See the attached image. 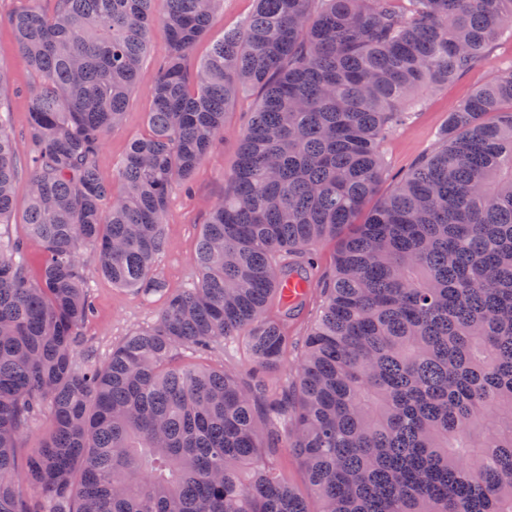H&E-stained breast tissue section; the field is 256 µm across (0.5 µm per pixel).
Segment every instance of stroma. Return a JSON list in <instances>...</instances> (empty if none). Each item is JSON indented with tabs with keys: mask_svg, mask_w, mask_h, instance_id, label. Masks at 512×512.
<instances>
[{
	"mask_svg": "<svg viewBox=\"0 0 512 512\" xmlns=\"http://www.w3.org/2000/svg\"><path fill=\"white\" fill-rule=\"evenodd\" d=\"M24 5L25 0H0V72L7 76L6 88L0 93V108L8 114L17 166L13 211L9 223L0 226V234L23 240L28 252L29 270L35 276L39 273L41 249L28 239L25 221L30 173L28 96L36 77L18 47L10 23L12 15ZM253 7V0H223L212 23L211 36L198 43L193 62L203 60L213 38L221 36L226 29L240 27ZM167 54L165 30L162 25H155L150 50L142 63L123 125L106 136L98 153L97 166L103 181H111L129 143L147 133L146 115L152 108L151 88ZM510 65L512 32L507 30L489 47L485 59L472 70L448 85L425 89L410 110L406 123L381 144L387 175L375 196L368 200V207H375L380 198L391 191L397 177L441 147V135L450 112L475 89L494 80L502 68ZM256 101L257 94L252 89L245 88L239 92L224 116L222 135L191 176L190 191L178 189L171 196L166 216L168 247L153 268L154 276L164 283V290L146 296L134 289L115 287L100 276L92 252H84L83 274L91 287L95 310L80 328V353L93 354L97 362H105L113 347L127 336L150 329L157 323L169 291L197 282L199 271L194 264V256L202 226L215 204L224 197V181L235 165L239 140ZM335 259V241L325 240L316 246L311 294L303 315L288 324L291 342L282 367L266 376L270 385H294L295 367L304 354L308 330L320 312L322 283L333 273ZM175 360L192 368L225 369L245 387L254 383L247 340L242 336L225 339L208 350L191 346L181 348Z\"/></svg>",
	"mask_w": 512,
	"mask_h": 512,
	"instance_id": "obj_1",
	"label": "stroma"
}]
</instances>
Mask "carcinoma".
Here are the masks:
<instances>
[{
	"label": "carcinoma",
	"mask_w": 512,
	"mask_h": 512,
	"mask_svg": "<svg viewBox=\"0 0 512 512\" xmlns=\"http://www.w3.org/2000/svg\"><path fill=\"white\" fill-rule=\"evenodd\" d=\"M16 13L38 82L26 215L42 251L0 239V512H310L270 466L288 448L317 512H512V66L448 118L439 150L397 179L383 140L425 88L469 71L512 0H255L240 28L191 65L223 0H40ZM169 54L148 132L115 179L96 155L123 122L156 23ZM259 96L204 224L199 279L159 320L79 356L91 309L83 249L123 288L152 294L170 195L224 131L237 93ZM13 141L0 119V224L14 203ZM341 237L298 384L266 374L288 350L269 314L284 258ZM247 337V389L224 370L175 363L183 346ZM288 434L263 437L257 394ZM48 405L24 459L16 441ZM51 413L47 407L41 409L30 432L19 441L18 454L22 459L32 448L38 447L51 427Z\"/></svg>",
	"instance_id": "cac0c4a2"
}]
</instances>
